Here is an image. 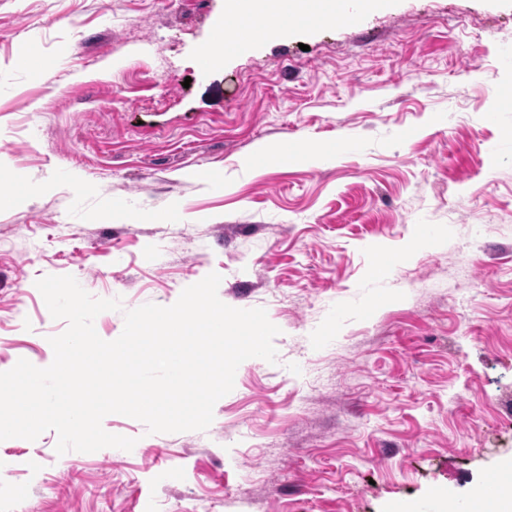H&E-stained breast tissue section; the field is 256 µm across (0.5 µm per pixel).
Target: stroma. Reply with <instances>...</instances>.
I'll use <instances>...</instances> for the list:
<instances>
[{
  "label": "stroma",
  "instance_id": "35a3bbf8",
  "mask_svg": "<svg viewBox=\"0 0 512 512\" xmlns=\"http://www.w3.org/2000/svg\"><path fill=\"white\" fill-rule=\"evenodd\" d=\"M225 2L0 0V368L50 365L47 275L121 298L94 321L106 341L212 272L280 329L206 430L110 414L135 452L0 441V512H417L436 490L493 512L512 0L295 18L243 55L213 41L246 24Z\"/></svg>",
  "mask_w": 512,
  "mask_h": 512
}]
</instances>
